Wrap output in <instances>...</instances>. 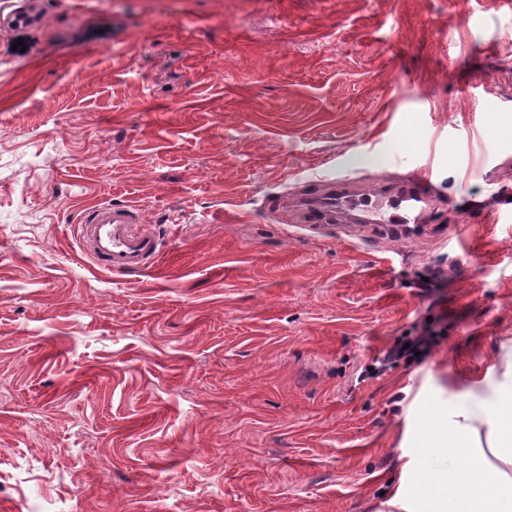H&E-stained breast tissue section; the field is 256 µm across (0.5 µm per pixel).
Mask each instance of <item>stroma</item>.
<instances>
[{
    "instance_id": "35a3bbf8",
    "label": "stroma",
    "mask_w": 512,
    "mask_h": 512,
    "mask_svg": "<svg viewBox=\"0 0 512 512\" xmlns=\"http://www.w3.org/2000/svg\"><path fill=\"white\" fill-rule=\"evenodd\" d=\"M40 7L0 27V512H395L512 344V6ZM423 169L417 233L291 230ZM101 203L159 236L144 270L80 243ZM431 340L432 336H402L395 341L393 346L389 349L386 360L397 361L403 358L413 357L416 351H419L421 354L428 349ZM406 343H409V347L403 349Z\"/></svg>"
}]
</instances>
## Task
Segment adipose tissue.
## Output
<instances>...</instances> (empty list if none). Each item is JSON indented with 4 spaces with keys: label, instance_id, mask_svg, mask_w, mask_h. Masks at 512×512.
<instances>
[{
    "label": "adipose tissue",
    "instance_id": "ef3b65f1",
    "mask_svg": "<svg viewBox=\"0 0 512 512\" xmlns=\"http://www.w3.org/2000/svg\"><path fill=\"white\" fill-rule=\"evenodd\" d=\"M503 382L487 401L458 403L443 416L435 445L448 458L445 474L424 491L396 487L399 512H512V346L503 348Z\"/></svg>",
    "mask_w": 512,
    "mask_h": 512
}]
</instances>
